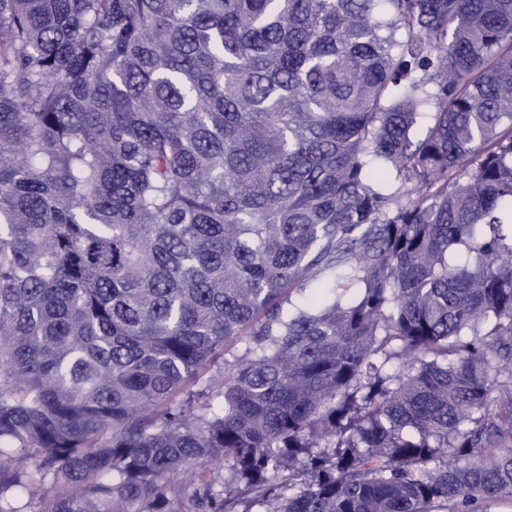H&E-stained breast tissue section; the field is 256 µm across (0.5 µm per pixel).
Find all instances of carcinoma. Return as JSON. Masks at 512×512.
Here are the masks:
<instances>
[{
    "label": "carcinoma",
    "instance_id": "carcinoma-1",
    "mask_svg": "<svg viewBox=\"0 0 512 512\" xmlns=\"http://www.w3.org/2000/svg\"><path fill=\"white\" fill-rule=\"evenodd\" d=\"M23 494L512 501V0H0V512Z\"/></svg>",
    "mask_w": 512,
    "mask_h": 512
}]
</instances>
